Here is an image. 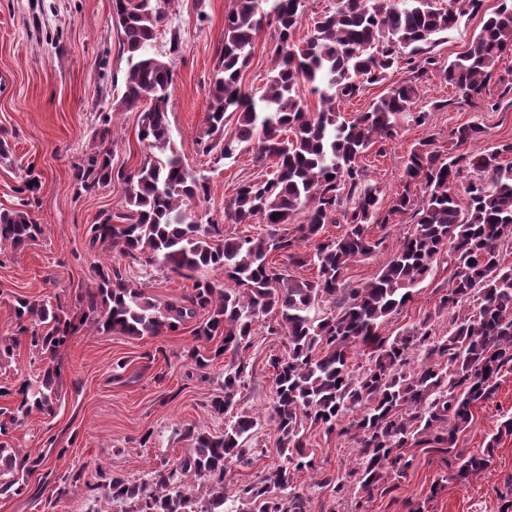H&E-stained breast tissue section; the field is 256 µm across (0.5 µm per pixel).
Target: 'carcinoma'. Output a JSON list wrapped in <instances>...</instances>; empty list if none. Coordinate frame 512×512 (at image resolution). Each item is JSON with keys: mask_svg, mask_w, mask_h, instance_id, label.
<instances>
[{"mask_svg": "<svg viewBox=\"0 0 512 512\" xmlns=\"http://www.w3.org/2000/svg\"><path fill=\"white\" fill-rule=\"evenodd\" d=\"M169 2L113 0L127 61L120 105L141 109L140 137L149 153L128 171L114 164L112 149L98 150L75 177L89 194L115 181L125 185L126 211H101L87 230L91 246L117 247L145 269L163 268L192 281V288L159 312L142 300L121 266L111 263L95 269V286L79 297L82 312L75 319L46 303L16 298L17 336L0 338V357L11 355L24 336L50 363L33 390L28 384L0 385V398L19 396L16 414L0 421V472L11 474L0 495L22 493L30 472L28 456L8 446L5 437L19 416L53 410L56 355L89 319L99 331L143 337L176 332L183 321L196 318L197 338L221 337L213 351L195 349L191 358L199 369L224 359L223 390L209 400L211 416L225 419L224 432L185 428L193 450L154 471L148 484L114 474L104 484L88 486L129 503L130 512H310V499L298 484L299 474L317 471L306 447V422L327 434L350 435L357 446L354 467L319 482L338 497L353 480L370 497L392 476L404 475L414 461L407 449L426 436L461 460L458 434L470 426L472 408L495 393L502 368L512 365V263L503 251L512 245V167L503 165L512 142L479 147L485 135L479 123L448 134L455 147H473L469 152L443 154L426 138L407 157L402 191L387 201L367 179L361 161L373 147L385 152L404 117L425 124L427 112L414 108L419 84L436 71L464 100L498 107L486 93V82L501 55L512 51V0L483 13L468 48L442 70L430 51L436 37L456 27L464 13L480 12L483 0H336L298 43L293 34L304 16V0H235L224 15L207 140L199 146L218 162L245 151L263 169L273 164L271 176L239 183L224 200L225 223L257 220L279 228L251 237H229L207 212L195 210L208 199L209 186L189 171L171 136L167 103L174 73L155 49ZM267 27L273 28V67L255 95L242 89L241 72L256 36ZM398 67L409 73L404 83L389 88L367 110L344 116V101ZM304 87L317 97V110L302 98ZM227 113L236 118L229 136L224 134ZM465 169L476 177L463 204L453 185ZM417 185L424 186L420 200L413 193ZM410 211L412 227L393 258L373 280L345 287L348 266L385 242L383 236L370 237L368 226L386 230ZM287 224L294 228L286 229ZM327 224H341L343 232L327 236ZM40 234L42 227L28 211L0 212V250ZM276 254L287 257L288 266L277 264ZM443 254L454 274L435 314L455 312L452 332L436 335L429 315L401 335H381V325L411 300ZM289 266H313L317 274L297 277ZM205 270L223 274L236 288L198 276ZM474 303L476 309L465 311ZM269 314L275 323L268 324L267 333L283 337L284 346V353L269 362L271 420L282 461L230 490V467L266 453L248 446L256 418L233 412V405L245 383L254 325ZM354 349L369 354L368 367L358 374L349 371ZM416 353L422 358L413 366ZM497 444L494 437L482 456L462 460L457 476L484 470ZM196 484L206 488L205 495L187 491ZM229 501L233 506L224 508Z\"/></svg>", "mask_w": 512, "mask_h": 512, "instance_id": "1", "label": "carcinoma"}]
</instances>
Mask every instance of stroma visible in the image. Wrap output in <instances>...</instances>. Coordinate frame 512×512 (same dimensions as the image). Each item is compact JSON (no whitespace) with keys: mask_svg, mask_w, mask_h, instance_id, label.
Listing matches in <instances>:
<instances>
[{"mask_svg":"<svg viewBox=\"0 0 512 512\" xmlns=\"http://www.w3.org/2000/svg\"><path fill=\"white\" fill-rule=\"evenodd\" d=\"M232 7L233 0H171L163 22L181 37L179 52L168 58L174 72L167 103L171 132L189 170L207 177L210 195L203 208L219 222L224 201L238 183L262 174L251 154L218 164L199 146L208 129L224 15ZM480 23L479 14H468L444 34L435 49L440 66L467 49ZM272 34L265 29L254 43L241 75L246 91H259L266 83ZM120 41L112 0H0V210L27 207L43 228L35 242L0 254V337L17 330L16 297L76 312L79 295L93 285L95 266L122 260L118 250L89 248L86 229L100 210L121 211L123 185L90 195L80 192L73 178L76 167L99 147L101 135L112 141L115 164L126 169L137 168L148 151L138 138V110L119 103L127 70ZM508 81L511 53L497 61L488 84L491 98L500 101L494 112L463 100L439 78L423 82L418 107L427 113L425 124L404 123L386 156L368 154V178L393 196L402 189L406 158L419 141L431 137L438 146H447L449 131L470 122L484 126L488 144L512 141V95L502 94ZM31 170L39 174L41 188L36 198L26 200L17 188ZM410 226V215H402L380 251L350 265L347 283L355 287L376 277ZM127 272L159 311L191 286L164 270L147 274L133 265ZM451 275L443 261H434L412 300L383 323L382 335H397L433 315ZM194 327L190 321L173 334L132 338L87 324L71 336L58 353L61 372L53 414L31 411L10 432L11 444L39 465L28 476L24 494L0 496V512H128V504L91 494L89 485L112 473L149 482L155 470L191 452L194 442L186 437V427L222 431L224 422L211 416L208 401L224 383V362L215 360L195 375L190 358L197 344ZM283 350L280 337L261 333L247 353L240 405L258 417L251 444L266 454L232 466L228 486L280 461L269 420L273 394L268 361ZM44 367L40 354L20 343L11 356L0 358V385L36 383ZM509 416L512 370L506 368L495 395L474 408L472 424L459 435L458 457L441 452L435 443L414 447L412 468L396 479L392 491L374 494L369 512H408L409 505L418 503L424 512H501L504 501L512 499V435L501 437L484 471L464 481L456 473L461 458L484 454L487 441ZM305 435L320 472L337 475L352 467L356 445L349 437L314 426ZM74 469L82 472L80 482L58 495L62 476Z\"/></svg>","mask_w":512,"mask_h":512,"instance_id":"1","label":"stroma"}]
</instances>
